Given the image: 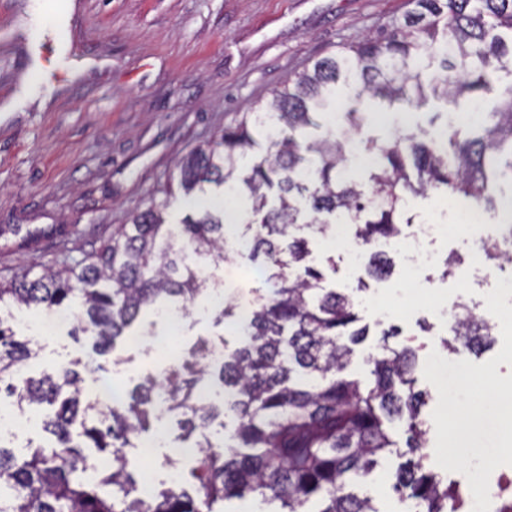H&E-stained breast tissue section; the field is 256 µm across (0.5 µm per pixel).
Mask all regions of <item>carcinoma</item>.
Returning <instances> with one entry per match:
<instances>
[{"mask_svg": "<svg viewBox=\"0 0 512 512\" xmlns=\"http://www.w3.org/2000/svg\"><path fill=\"white\" fill-rule=\"evenodd\" d=\"M410 5L394 33L370 35L314 60L212 141L190 150L177 162L178 181L168 184L166 199L113 229L98 250L73 265L47 267L34 278L25 270L0 284L1 306L78 310L72 334L88 335L92 353L104 357L131 336L145 309L164 298L185 309L211 290L190 255L216 267L224 263L228 232L224 210L206 205L212 188L229 202H248L241 236L277 284L245 316L221 310L243 330L223 362L211 363L203 343L163 379L148 376L135 385L105 415L70 365L15 384V372L37 351L0 319V385L20 409L58 405L44 421L52 447L17 454L0 443V512H200L202 506L213 512L218 502L246 496L278 501L279 512H377L370 498L349 487L397 447L387 431L396 421L405 423L413 454L399 469L396 490L416 512H448V482L423 464L424 398L414 389L415 352L396 349L385 337L371 359L373 387L363 392L341 377L368 330L357 326L352 295L327 287L325 275L305 265L308 242L295 234L307 227L324 236L336 216L347 214L360 227L362 245L395 237L399 225L412 221L403 210L409 194L449 192L479 203L500 224L512 222V196L492 194L496 179L512 181V85L507 98L469 123L449 120L433 132L398 129L387 142L363 137L375 118L362 111L366 104L400 112L431 98L466 95L475 103L497 72L512 76V48L496 34L512 33V0ZM354 142L374 159L368 191L348 174ZM177 191L191 206L179 223L168 224L163 213ZM481 251L498 265L508 261L492 235L481 240ZM390 268L387 255H370V275ZM454 333L467 349L490 339L486 320L464 303L457 306ZM204 374L224 384V406L199 396ZM161 392L180 428L198 434L194 494L167 489L145 499L134 495L137 480L122 448L150 431ZM226 409L237 425L220 456L205 428ZM84 448L112 454V468L94 481L86 478ZM312 501L323 507L309 510Z\"/></svg>", "mask_w": 512, "mask_h": 512, "instance_id": "1", "label": "carcinoma"}]
</instances>
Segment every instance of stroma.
I'll use <instances>...</instances> for the list:
<instances>
[{
    "label": "stroma",
    "instance_id": "35a3bbf8",
    "mask_svg": "<svg viewBox=\"0 0 512 512\" xmlns=\"http://www.w3.org/2000/svg\"><path fill=\"white\" fill-rule=\"evenodd\" d=\"M48 2L0 0V283L97 249L136 210L163 199L178 155L240 118L311 60L392 31L410 8L408 0H67L61 24L68 40L56 45L45 33ZM469 109L466 99L433 100L418 111L382 114L365 133L384 141L396 129H426L433 116L447 120ZM470 246L466 237L431 243V250L455 258L451 275L436 265L415 279L399 262L379 281L324 238L312 239L313 265L336 262L330 287L364 284L354 299L369 334L355 346L345 378L368 389L376 342L398 326L401 334L390 343L415 350V387L426 394L421 417L431 421L438 393L423 366L452 337L443 303L461 286L465 302L479 309L493 288L470 270ZM232 261L215 271L228 304L270 294L274 285L262 259L242 253ZM425 279L433 289L421 288ZM0 319L35 338L31 372L89 358V340L70 335L69 324L41 337L26 312L1 307ZM202 342L228 353L239 343L230 319L203 298L186 319L184 356ZM163 370L148 347L119 342L102 375L128 390ZM400 462L390 456L358 486L377 512L406 510L394 489Z\"/></svg>",
    "mask_w": 512,
    "mask_h": 512
}]
</instances>
